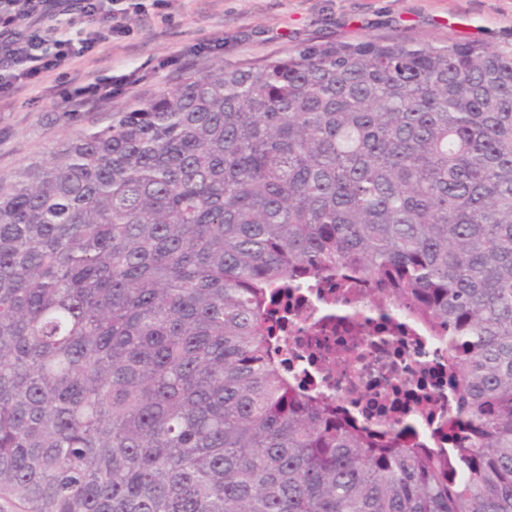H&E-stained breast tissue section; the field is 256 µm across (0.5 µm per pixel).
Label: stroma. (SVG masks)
<instances>
[{
    "label": "stroma",
    "instance_id": "35a3bbf8",
    "mask_svg": "<svg viewBox=\"0 0 512 512\" xmlns=\"http://www.w3.org/2000/svg\"><path fill=\"white\" fill-rule=\"evenodd\" d=\"M128 28L110 43L44 73L39 84L0 100V178L50 159L62 144L109 124L122 105L175 87L188 67L214 60L209 47L224 41V61H257L298 44L377 37L443 43L449 40L512 51V0H141ZM121 94L91 109L66 111L61 93L86 77L122 81Z\"/></svg>",
    "mask_w": 512,
    "mask_h": 512
}]
</instances>
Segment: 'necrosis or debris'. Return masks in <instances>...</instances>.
Segmentation results:
<instances>
[{"instance_id":"obj_1","label":"necrosis or debris","mask_w":512,"mask_h":512,"mask_svg":"<svg viewBox=\"0 0 512 512\" xmlns=\"http://www.w3.org/2000/svg\"><path fill=\"white\" fill-rule=\"evenodd\" d=\"M276 316L285 367L302 392L331 401L339 419L370 432L407 428L410 448L446 451L433 419H447L448 344L383 285L355 277L289 289Z\"/></svg>"}]
</instances>
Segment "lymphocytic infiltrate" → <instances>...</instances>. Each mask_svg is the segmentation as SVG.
Instances as JSON below:
<instances>
[{
	"instance_id": "lymphocytic-infiltrate-1",
	"label": "lymphocytic infiltrate",
	"mask_w": 512,
	"mask_h": 512,
	"mask_svg": "<svg viewBox=\"0 0 512 512\" xmlns=\"http://www.w3.org/2000/svg\"><path fill=\"white\" fill-rule=\"evenodd\" d=\"M76 13L93 25L86 38L56 36L57 16ZM127 9L113 0H0V97L36 83L47 71L68 67L72 59L126 31Z\"/></svg>"
}]
</instances>
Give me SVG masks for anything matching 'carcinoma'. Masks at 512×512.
I'll return each mask as SVG.
<instances>
[{
    "label": "carcinoma",
    "mask_w": 512,
    "mask_h": 512,
    "mask_svg": "<svg viewBox=\"0 0 512 512\" xmlns=\"http://www.w3.org/2000/svg\"><path fill=\"white\" fill-rule=\"evenodd\" d=\"M344 269L448 333L452 459L282 375L271 288ZM0 499L512 512V53L218 55L0 180Z\"/></svg>",
    "instance_id": "cac0c4a2"
}]
</instances>
